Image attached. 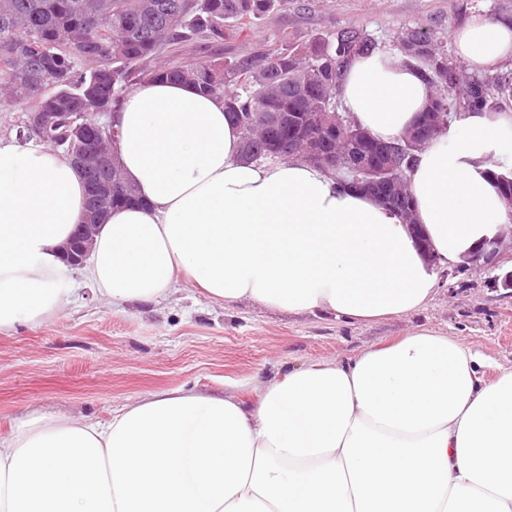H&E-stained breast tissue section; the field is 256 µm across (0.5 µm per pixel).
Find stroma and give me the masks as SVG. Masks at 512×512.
<instances>
[{
    "label": "stroma",
    "instance_id": "obj_1",
    "mask_svg": "<svg viewBox=\"0 0 512 512\" xmlns=\"http://www.w3.org/2000/svg\"><path fill=\"white\" fill-rule=\"evenodd\" d=\"M475 15L512 19V0H286L238 39L214 47L211 59L227 64L347 25L363 28L385 52L402 28L429 29L444 41ZM70 275L78 291L61 312L0 332V436L43 416L105 422L126 405L179 388L252 405L263 382L392 344L418 328L489 356L488 376L512 368V288L487 271L438 282L425 307L372 322L220 305L186 283L167 301L112 308L98 301L82 270Z\"/></svg>",
    "mask_w": 512,
    "mask_h": 512
}]
</instances>
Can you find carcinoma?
Masks as SVG:
<instances>
[{
  "instance_id": "obj_1",
  "label": "carcinoma",
  "mask_w": 512,
  "mask_h": 512,
  "mask_svg": "<svg viewBox=\"0 0 512 512\" xmlns=\"http://www.w3.org/2000/svg\"><path fill=\"white\" fill-rule=\"evenodd\" d=\"M279 0H0V96L23 102L28 112H55L59 121L40 136L65 149L96 147L91 137L79 140L60 121L64 112H108L134 77L151 75L185 81L224 99L228 117L241 131V153L248 160L272 157L271 147L289 148L307 132L319 148L342 154L346 143L331 128H310L309 113L340 111L338 90L351 61L375 53L376 45L358 26H347L287 50L264 49L219 66L209 60L178 58L181 47L197 48L224 41L273 10ZM401 62L421 72L432 95L425 110L405 133H416V147H405L399 165L388 176L398 185L391 210L409 220L413 196L407 174L419 149L433 144L438 128L429 113L453 115L512 104V74L469 75L441 50L438 39L421 28L396 37ZM95 66L82 70L80 62ZM288 114V127L267 126L263 116ZM356 152L379 167L385 143L374 138L355 145ZM503 199L512 205V173L492 169ZM360 173L336 169V182L355 190ZM87 222H99L95 188L112 187L114 207L138 202L121 170L100 166L86 173Z\"/></svg>"
}]
</instances>
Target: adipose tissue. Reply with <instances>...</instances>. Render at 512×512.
<instances>
[{"label":"adipose tissue","instance_id":"adipose-tissue-1","mask_svg":"<svg viewBox=\"0 0 512 512\" xmlns=\"http://www.w3.org/2000/svg\"><path fill=\"white\" fill-rule=\"evenodd\" d=\"M457 60L512 62V20L452 29ZM431 91L393 52L353 59L343 109L397 138ZM124 175L142 203L117 207L88 277L105 303L160 302L180 280L218 303L360 321L430 301L436 275L401 219L301 160L241 157L222 99L146 77L111 108ZM512 109L462 114L409 173L417 220L460 262L512 206L487 178ZM85 185L50 145L0 141V331L39 323L75 294L58 249ZM420 329L344 362L264 384L257 404L180 389L106 425L39 418L0 438V512H512V369Z\"/></svg>","mask_w":512,"mask_h":512}]
</instances>
